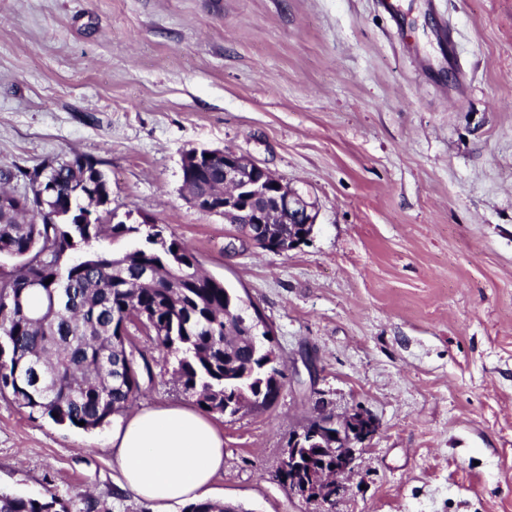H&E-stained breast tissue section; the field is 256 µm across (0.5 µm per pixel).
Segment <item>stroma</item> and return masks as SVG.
Returning <instances> with one entry per match:
<instances>
[{
    "instance_id": "1",
    "label": "stroma",
    "mask_w": 512,
    "mask_h": 512,
    "mask_svg": "<svg viewBox=\"0 0 512 512\" xmlns=\"http://www.w3.org/2000/svg\"><path fill=\"white\" fill-rule=\"evenodd\" d=\"M0 0V168L73 153L115 220L151 218L258 308L284 360L261 410L213 415L211 501L247 512H512V0ZM470 85L459 92V75ZM228 149L310 194L288 254L187 201L188 151ZM133 410L193 406L175 358ZM378 434L335 505L288 492L316 408ZM0 394V492L152 512L120 490L112 432Z\"/></svg>"
}]
</instances>
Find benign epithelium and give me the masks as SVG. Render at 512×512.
Segmentation results:
<instances>
[{
    "mask_svg": "<svg viewBox=\"0 0 512 512\" xmlns=\"http://www.w3.org/2000/svg\"><path fill=\"white\" fill-rule=\"evenodd\" d=\"M220 162L224 167V189L208 198L189 197L198 210L226 219L240 216L245 227L240 237L253 246L272 253H286L298 247L316 224L318 207L311 198L288 187L267 168L232 152L201 150L193 153L192 163ZM254 347L262 350L267 364H282L274 344V331L258 311L249 314ZM316 425L336 430V447L319 455L312 446L315 435H297L291 440L283 463L288 477L282 479L288 490L307 500L336 502L345 491V480L357 468L358 449L354 444L374 438L378 423L362 411L343 418L320 414Z\"/></svg>",
    "mask_w": 512,
    "mask_h": 512,
    "instance_id": "benign-epithelium-1",
    "label": "benign epithelium"
}]
</instances>
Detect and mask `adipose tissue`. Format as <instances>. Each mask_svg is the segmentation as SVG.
Segmentation results:
<instances>
[{
	"label": "adipose tissue",
	"mask_w": 512,
	"mask_h": 512,
	"mask_svg": "<svg viewBox=\"0 0 512 512\" xmlns=\"http://www.w3.org/2000/svg\"><path fill=\"white\" fill-rule=\"evenodd\" d=\"M121 486L153 512L204 498L224 468V436L212 421L183 406L148 408L112 435Z\"/></svg>",
	"instance_id": "obj_1"
}]
</instances>
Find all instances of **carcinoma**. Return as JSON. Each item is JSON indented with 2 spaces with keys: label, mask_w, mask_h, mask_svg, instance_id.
I'll use <instances>...</instances> for the list:
<instances>
[{
  "label": "carcinoma",
  "mask_w": 512,
  "mask_h": 512,
  "mask_svg": "<svg viewBox=\"0 0 512 512\" xmlns=\"http://www.w3.org/2000/svg\"><path fill=\"white\" fill-rule=\"evenodd\" d=\"M27 191L4 184L17 177L0 170V255L20 259L0 277V391L38 409L61 425L95 429L131 407L140 392L139 365L118 366L113 340L142 326L175 354V376L200 409L224 413L235 389L245 394L262 385L276 396L283 371L265 366L251 338L224 330L237 316L224 308L230 287L200 274L196 257L151 224H107L112 190L91 157L51 159L22 173ZM56 184L43 196L46 181ZM224 172L215 168L200 181L185 180L195 193L214 191ZM144 234L136 248L73 258L82 245L101 237ZM152 281L142 283L146 268ZM50 283H45L46 279ZM24 295V305L16 301ZM0 512H68L55 495L44 499L0 492Z\"/></svg>",
  "instance_id": "carcinoma-1"
}]
</instances>
